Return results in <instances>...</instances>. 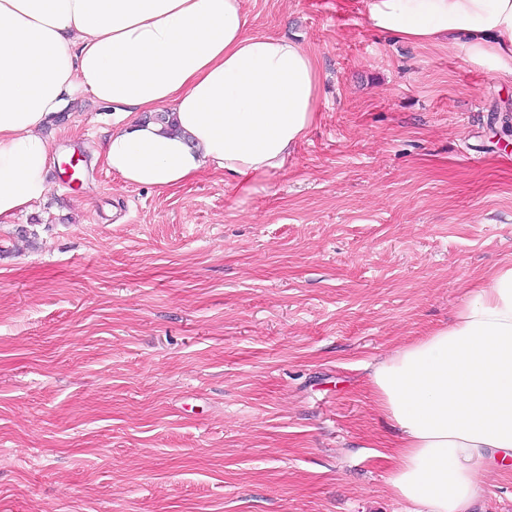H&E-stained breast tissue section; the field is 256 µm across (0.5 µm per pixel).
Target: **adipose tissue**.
<instances>
[{
  "label": "adipose tissue",
  "instance_id": "obj_1",
  "mask_svg": "<svg viewBox=\"0 0 512 512\" xmlns=\"http://www.w3.org/2000/svg\"><path fill=\"white\" fill-rule=\"evenodd\" d=\"M374 29L465 44L512 77V0H358ZM243 0H0V222L49 191L51 117L79 93L112 107L103 148L125 184L165 190L282 168L317 118L320 73L300 43L247 30ZM170 112L173 126L153 121ZM397 446L387 483L406 512H473L512 469V262L450 324L369 364Z\"/></svg>",
  "mask_w": 512,
  "mask_h": 512
}]
</instances>
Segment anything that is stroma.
I'll return each mask as SVG.
<instances>
[{
    "label": "stroma",
    "mask_w": 512,
    "mask_h": 512,
    "mask_svg": "<svg viewBox=\"0 0 512 512\" xmlns=\"http://www.w3.org/2000/svg\"><path fill=\"white\" fill-rule=\"evenodd\" d=\"M243 9L322 73L282 169L126 185L81 94L0 223V512H404L366 366L512 262V81L338 0ZM481 485L512 512V471Z\"/></svg>",
    "instance_id": "35a3bbf8"
}]
</instances>
